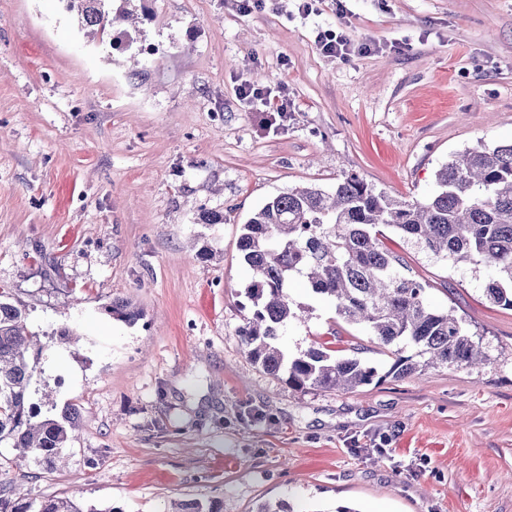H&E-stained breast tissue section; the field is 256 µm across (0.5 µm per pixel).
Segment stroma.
<instances>
[{
    "label": "stroma",
    "instance_id": "obj_1",
    "mask_svg": "<svg viewBox=\"0 0 512 512\" xmlns=\"http://www.w3.org/2000/svg\"><path fill=\"white\" fill-rule=\"evenodd\" d=\"M125 7L133 21L92 38L64 0H0V289L43 343L33 402L82 409L56 468L0 445V490L87 512H512V309L485 299L491 267L385 232L427 302L481 336L478 369L388 378L367 331L301 280L281 348L324 343L385 381L296 391L237 335V241L269 199L353 172L423 201L456 153L512 143V0ZM328 33L347 59L322 54ZM247 85L281 92L287 119L241 101ZM118 298L137 320L107 313ZM322 53L339 59H346L350 54V40L344 35L324 36L319 40Z\"/></svg>",
    "mask_w": 512,
    "mask_h": 512
}]
</instances>
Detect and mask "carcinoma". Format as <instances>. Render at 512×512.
I'll return each instance as SVG.
<instances>
[{"mask_svg": "<svg viewBox=\"0 0 512 512\" xmlns=\"http://www.w3.org/2000/svg\"><path fill=\"white\" fill-rule=\"evenodd\" d=\"M81 22L105 33L112 0H66ZM392 228L424 250L454 263L494 268L488 301L512 308V144L468 148L441 166L436 189L424 201H401L350 173L329 191L294 188L268 200L242 227L241 261L252 271L251 314L238 336L252 364L289 387L353 390L387 377L405 378L426 366L472 367L489 360L480 340L447 311L432 308L422 283L402 275L383 246ZM301 276L312 294L335 305L344 321L364 327L390 361L378 369L356 356L336 358L321 343L297 355L278 345L297 318L288 284ZM109 313L133 322L132 304L115 299ZM39 336L28 331L26 310L0 291V443L52 467L63 459L80 408L44 416L31 402ZM211 501L180 503L175 512H222ZM0 512H96L65 498L13 501L0 492Z\"/></svg>", "mask_w": 512, "mask_h": 512, "instance_id": "cac0c4a2", "label": "carcinoma"}]
</instances>
